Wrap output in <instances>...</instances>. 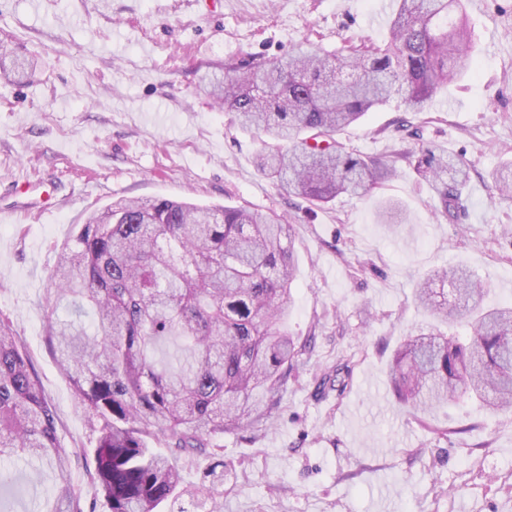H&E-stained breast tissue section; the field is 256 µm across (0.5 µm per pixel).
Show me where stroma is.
I'll list each match as a JSON object with an SVG mask.
<instances>
[{
	"instance_id": "35a3bbf8",
	"label": "stroma",
	"mask_w": 512,
	"mask_h": 512,
	"mask_svg": "<svg viewBox=\"0 0 512 512\" xmlns=\"http://www.w3.org/2000/svg\"><path fill=\"white\" fill-rule=\"evenodd\" d=\"M379 0H0V42L26 69L0 77V318L25 344L71 454L83 512H106L88 475L96 436L43 336L44 289L64 242L112 201L165 197L284 214L297 271L288 330L312 337L280 393L273 427L218 437L224 512H512V417L464 401L407 410L387 378L393 349L433 322L417 282L463 264L485 303L512 300V199L492 171L512 156V0H464L473 73L420 112L392 102L337 132L347 151L396 173L361 197L316 207L256 168L267 138L241 129L199 88L205 73L310 42L380 44ZM454 154L464 209L443 211L405 153ZM28 180L21 193L16 184ZM338 371L343 389L319 390ZM15 512H45L55 473L3 460Z\"/></svg>"
}]
</instances>
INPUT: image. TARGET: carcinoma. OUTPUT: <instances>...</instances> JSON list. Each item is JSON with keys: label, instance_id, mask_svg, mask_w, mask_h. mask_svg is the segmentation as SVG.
<instances>
[{"label": "carcinoma", "instance_id": "cac0c4a2", "mask_svg": "<svg viewBox=\"0 0 512 512\" xmlns=\"http://www.w3.org/2000/svg\"><path fill=\"white\" fill-rule=\"evenodd\" d=\"M463 0H394L387 41L328 55L316 46L224 65L205 91L241 127L275 140L258 170L288 195L325 204L361 195L395 173L378 157L349 153L336 133L392 101L422 111L442 87L473 72ZM414 169L444 211L461 206L468 179L452 154L421 147ZM512 198V160L493 173ZM296 271L292 227L275 212L168 198L118 200L92 213L60 248L45 295L90 310L50 321L48 350L97 432L94 479L107 512L224 510V459L199 486L149 448H214L213 439L273 417L277 395L310 344L285 327ZM460 304L448 305V291ZM418 300L448 326L404 339L388 375L399 403L441 407L468 399L485 413L512 412V305L487 308L462 265L417 284ZM22 456L59 477L50 512H81L65 479L69 453L23 342L0 320V457Z\"/></svg>", "mask_w": 512, "mask_h": 512}]
</instances>
